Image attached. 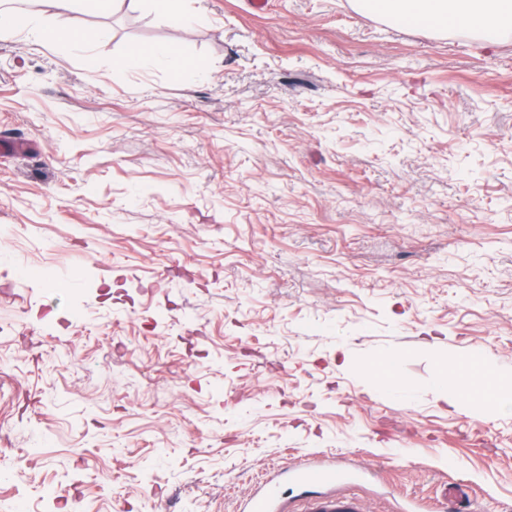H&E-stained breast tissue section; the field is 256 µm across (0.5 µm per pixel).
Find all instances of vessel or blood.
<instances>
[{
	"label": "vessel or blood",
	"instance_id": "b4317fda",
	"mask_svg": "<svg viewBox=\"0 0 512 512\" xmlns=\"http://www.w3.org/2000/svg\"><path fill=\"white\" fill-rule=\"evenodd\" d=\"M350 471L336 461L307 463L296 470L295 481L302 487L298 512H362L356 497L345 493L343 485ZM279 476H272L246 502L243 512H280Z\"/></svg>",
	"mask_w": 512,
	"mask_h": 512
}]
</instances>
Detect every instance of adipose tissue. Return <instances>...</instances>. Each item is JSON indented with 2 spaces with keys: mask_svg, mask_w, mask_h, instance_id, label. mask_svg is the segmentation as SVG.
I'll use <instances>...</instances> for the list:
<instances>
[{
  "mask_svg": "<svg viewBox=\"0 0 512 512\" xmlns=\"http://www.w3.org/2000/svg\"><path fill=\"white\" fill-rule=\"evenodd\" d=\"M112 0H27L23 7H0V33H28L45 42L81 43L79 32L61 29V19L86 10H109ZM363 14L393 25L422 26L435 33L460 29L489 44L512 32V0H353ZM438 392L461 397L477 391L483 400H500L501 388L491 376L471 363L441 371L435 379Z\"/></svg>",
  "mask_w": 512,
  "mask_h": 512,
  "instance_id": "adipose-tissue-1",
  "label": "adipose tissue"
}]
</instances>
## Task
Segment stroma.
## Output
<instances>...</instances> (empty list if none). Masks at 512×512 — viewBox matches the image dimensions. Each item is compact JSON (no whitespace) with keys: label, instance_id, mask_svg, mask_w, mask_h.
Returning a JSON list of instances; mask_svg holds the SVG:
<instances>
[{"label":"stroma","instance_id":"35a3bbf8","mask_svg":"<svg viewBox=\"0 0 512 512\" xmlns=\"http://www.w3.org/2000/svg\"><path fill=\"white\" fill-rule=\"evenodd\" d=\"M151 0L0 36V512H238L360 461L366 512H512V34L350 0ZM174 43L200 79L135 47ZM403 387L364 371L384 356ZM156 12L163 15L173 26L187 30L195 18L181 10L175 0H152ZM438 392L448 401V395L457 399L464 394H470L472 387L477 384L476 394L483 400H501V388L491 376L481 372L477 366L462 362L456 369L442 370L434 380ZM283 482L278 475H273L246 502L243 512H279L288 510L278 499V487Z\"/></svg>","mask_w":512,"mask_h":512}]
</instances>
